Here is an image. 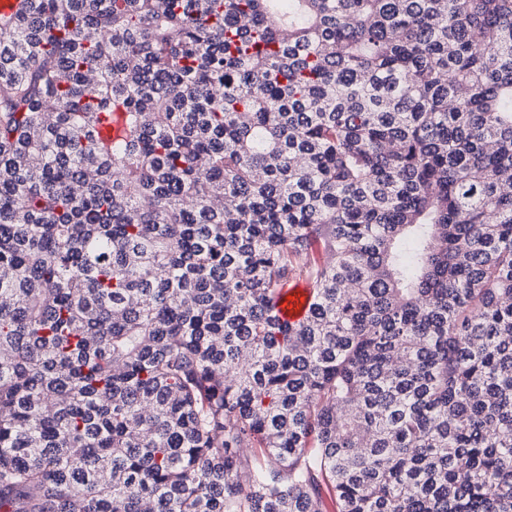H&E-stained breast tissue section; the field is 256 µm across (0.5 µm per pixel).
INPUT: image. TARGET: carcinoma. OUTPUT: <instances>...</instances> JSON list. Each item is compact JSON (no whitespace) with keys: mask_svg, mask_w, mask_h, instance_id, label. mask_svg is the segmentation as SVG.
<instances>
[{"mask_svg":"<svg viewBox=\"0 0 512 512\" xmlns=\"http://www.w3.org/2000/svg\"><path fill=\"white\" fill-rule=\"evenodd\" d=\"M328 499L512 512V0H18L0 512ZM282 300L277 308L281 321L294 323L306 314L310 300V288L307 284L298 283L281 291ZM291 296V300H287Z\"/></svg>","mask_w":512,"mask_h":512,"instance_id":"carcinoma-1","label":"carcinoma"}]
</instances>
